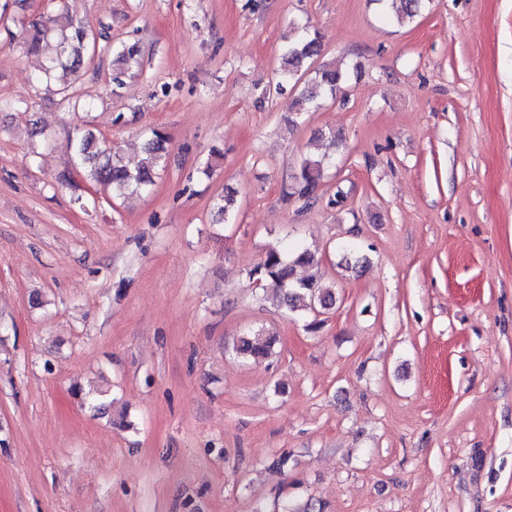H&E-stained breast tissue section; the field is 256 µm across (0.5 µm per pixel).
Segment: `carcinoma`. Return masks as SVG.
I'll list each match as a JSON object with an SVG mask.
<instances>
[{
  "mask_svg": "<svg viewBox=\"0 0 512 512\" xmlns=\"http://www.w3.org/2000/svg\"><path fill=\"white\" fill-rule=\"evenodd\" d=\"M402 2V10L397 15V22L401 25L413 21L425 6V0ZM49 38L57 40L59 51L47 58L36 82L53 90L69 109H82L86 106V100L71 75L82 67L85 59L91 57V48L101 35L89 24L73 18L67 12H39L28 22L21 23L18 44L26 53L40 52L42 43ZM322 47L319 33L308 30L282 47L277 87L280 90L285 86L300 89L298 96L289 103L288 116L285 117L290 131L297 127L300 115L321 107L327 99H336L349 79V71L340 64L324 65L315 70L314 77L305 78L309 71L308 62L320 56ZM99 50L115 55L119 68L112 82L118 87L123 85L124 76L140 70L141 53L135 43L115 49L110 44H101ZM166 143L167 137L163 132L152 131L151 137L144 143L143 156L131 169L116 156L100 149L92 134H78L71 142V161L86 180L110 187L116 197L140 195L149 192L155 185L158 172L162 169ZM327 143V152L301 158L288 186L286 195L297 198L306 206L317 200L325 170L345 148L343 135L334 130L328 132ZM319 263L315 253L307 248H300L290 256L272 247L263 261L254 267L251 275L274 305L290 312H315L336 305V294L332 288L322 284L315 276L298 275L299 269ZM273 343L272 337L261 331H253L238 339L234 351L243 359L265 357L271 353ZM84 404L94 413L103 415L112 406V399L103 392L86 398Z\"/></svg>",
  "mask_w": 512,
  "mask_h": 512,
  "instance_id": "cac0c4a2",
  "label": "carcinoma"
}]
</instances>
